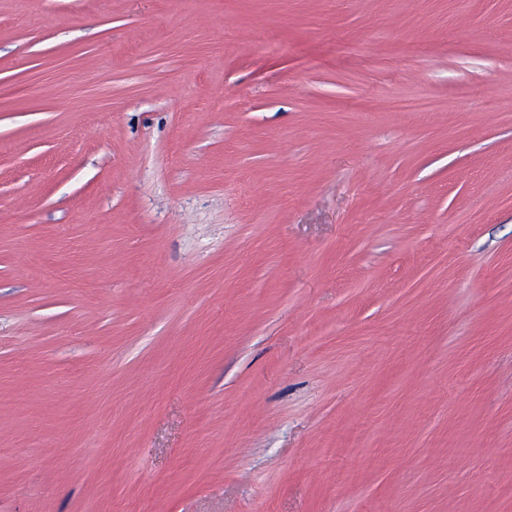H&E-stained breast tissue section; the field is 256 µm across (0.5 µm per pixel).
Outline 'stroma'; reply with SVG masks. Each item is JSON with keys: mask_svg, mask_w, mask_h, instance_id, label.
Wrapping results in <instances>:
<instances>
[{"mask_svg": "<svg viewBox=\"0 0 512 512\" xmlns=\"http://www.w3.org/2000/svg\"><path fill=\"white\" fill-rule=\"evenodd\" d=\"M0 512H512V0H0Z\"/></svg>", "mask_w": 512, "mask_h": 512, "instance_id": "stroma-1", "label": "stroma"}]
</instances>
